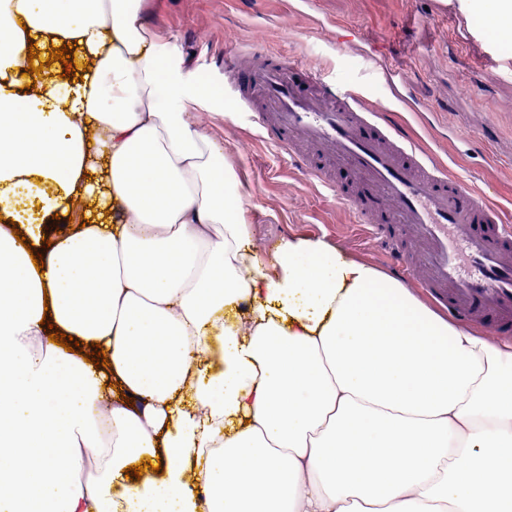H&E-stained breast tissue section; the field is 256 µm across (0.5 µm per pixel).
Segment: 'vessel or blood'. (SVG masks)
<instances>
[{
  "instance_id": "b4317fda",
  "label": "vessel or blood",
  "mask_w": 512,
  "mask_h": 512,
  "mask_svg": "<svg viewBox=\"0 0 512 512\" xmlns=\"http://www.w3.org/2000/svg\"><path fill=\"white\" fill-rule=\"evenodd\" d=\"M238 75L265 140L287 149L299 170L324 186L327 168L350 173L362 197L347 204L398 270L422 268L421 288L453 317L512 330V226L501 205L315 72L295 76L271 56Z\"/></svg>"
}]
</instances>
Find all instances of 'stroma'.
<instances>
[{
	"mask_svg": "<svg viewBox=\"0 0 512 512\" xmlns=\"http://www.w3.org/2000/svg\"><path fill=\"white\" fill-rule=\"evenodd\" d=\"M151 25L186 81L220 88L190 110L224 147L237 173L252 242L265 255L291 237L320 239L346 256L385 267V253L342 202L359 194L345 171L327 189L296 170L287 150L265 143L234 92L242 65L277 52L301 59L338 91L360 96L431 158L512 212V51L456 0H152ZM384 55L406 85L394 98L371 58Z\"/></svg>",
	"mask_w": 512,
	"mask_h": 512,
	"instance_id": "obj_1",
	"label": "stroma"
}]
</instances>
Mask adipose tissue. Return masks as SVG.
Wrapping results in <instances>:
<instances>
[{"label": "adipose tissue", "mask_w": 512, "mask_h": 512, "mask_svg": "<svg viewBox=\"0 0 512 512\" xmlns=\"http://www.w3.org/2000/svg\"><path fill=\"white\" fill-rule=\"evenodd\" d=\"M145 13L0 0V512H512V343L322 240L257 253L187 110L221 91Z\"/></svg>", "instance_id": "obj_1"}]
</instances>
